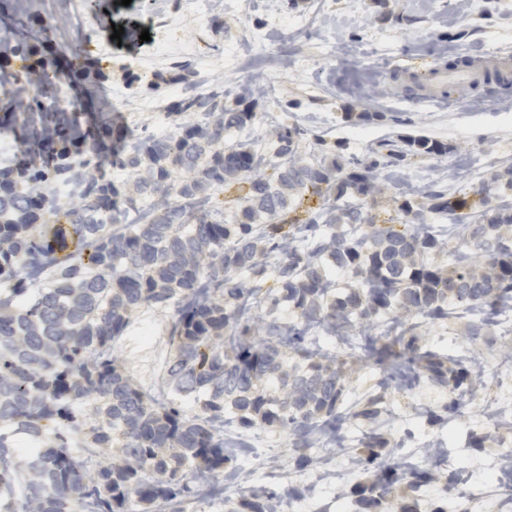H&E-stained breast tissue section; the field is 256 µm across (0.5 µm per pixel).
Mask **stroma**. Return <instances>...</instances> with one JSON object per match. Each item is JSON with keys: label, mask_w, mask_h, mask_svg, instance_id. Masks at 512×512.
Listing matches in <instances>:
<instances>
[{"label": "stroma", "mask_w": 512, "mask_h": 512, "mask_svg": "<svg viewBox=\"0 0 512 512\" xmlns=\"http://www.w3.org/2000/svg\"><path fill=\"white\" fill-rule=\"evenodd\" d=\"M52 2L55 16L62 19L50 33L56 54L93 56L101 46L107 51L103 77L72 87L70 111H80L88 102L94 111H107L108 93L119 87L129 98V119L139 132L152 134L156 115L137 110L144 100L200 87L223 93L231 104L249 87L254 118L228 133L226 142L262 143L281 127L296 125L350 168L370 160L381 143L404 136L427 135L447 143L446 155H409L401 168L385 169L381 190L372 200L378 213L392 210L398 192L428 204L435 183L451 198L473 199L493 174L512 166V125L503 121L504 113H512V83L438 107L405 98L395 79L413 64L481 56L512 75V0H297L292 7L284 0H247L244 9L238 0H131L127 6L120 0H94L92 43L80 39L83 20L68 0ZM167 21L178 23L183 37L210 57L209 66H198L184 55L160 57L156 41L141 40L142 31L157 33ZM117 25L124 34L115 41L111 35ZM231 43L245 49L239 63L228 69L224 48ZM362 112L374 113V120H359ZM172 316L169 310H139L129 335L116 348L135 383L155 396L164 390L163 366L173 354L168 341ZM470 326L469 316L459 311L422 331L425 346L481 371L482 383L466 397L454 401L428 385L410 388L392 379L376 426L349 420L341 431L342 446L316 442L308 466L292 458L285 432L262 426L245 431L233 414H225L224 443L235 455V479L229 482L223 473H213L209 493L189 498L185 512H230L244 488L280 492L297 487L305 491L303 504H328L336 493L367 482L352 450L373 430L389 439L399 457H422L428 444L444 442L447 454L432 462V469L451 479L468 473L484 485L472 512H501L494 476L503 456L512 451V371L502 367L512 347V330L492 325L487 335L475 337ZM326 350L349 362L346 406L374 393L382 373L353 355L351 341H333ZM450 401L454 411L443 412ZM494 406L505 410L495 438L489 447H473V435L489 429L483 417ZM319 470L334 474V484L316 483Z\"/></svg>", "instance_id": "obj_1"}]
</instances>
